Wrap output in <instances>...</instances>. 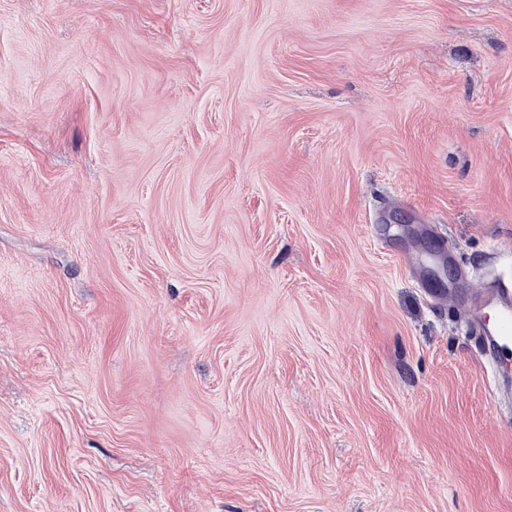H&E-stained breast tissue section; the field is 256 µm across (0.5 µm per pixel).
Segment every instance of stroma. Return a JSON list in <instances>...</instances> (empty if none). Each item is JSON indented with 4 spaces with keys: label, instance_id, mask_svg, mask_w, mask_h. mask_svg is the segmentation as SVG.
Returning a JSON list of instances; mask_svg holds the SVG:
<instances>
[{
    "label": "stroma",
    "instance_id": "obj_1",
    "mask_svg": "<svg viewBox=\"0 0 512 512\" xmlns=\"http://www.w3.org/2000/svg\"><path fill=\"white\" fill-rule=\"evenodd\" d=\"M508 276L512 0H0V512H512ZM494 305L498 314L496 323L487 320L483 310ZM467 316L466 333L472 336L479 346L480 363L485 368H495L498 359L509 351L512 345V290L510 288L472 287L470 298L463 308Z\"/></svg>",
    "mask_w": 512,
    "mask_h": 512
}]
</instances>
